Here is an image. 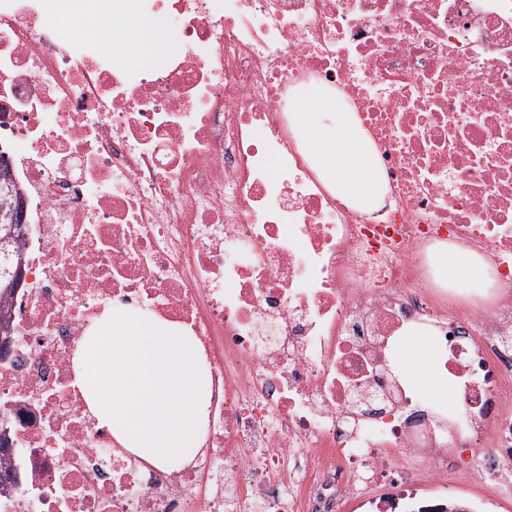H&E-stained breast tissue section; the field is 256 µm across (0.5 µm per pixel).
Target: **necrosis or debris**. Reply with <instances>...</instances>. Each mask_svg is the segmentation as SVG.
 Segmentation results:
<instances>
[{"mask_svg": "<svg viewBox=\"0 0 512 512\" xmlns=\"http://www.w3.org/2000/svg\"><path fill=\"white\" fill-rule=\"evenodd\" d=\"M126 0H0V141L28 220L0 347V512H343L448 478V434L512 493V0H136L164 64L77 38ZM341 94L383 208L336 198L291 123ZM501 277L493 307L435 247ZM180 324L210 379L200 452L160 468L99 429L73 355L105 307ZM432 333L463 410L393 368Z\"/></svg>", "mask_w": 512, "mask_h": 512, "instance_id": "4bbe7bcc", "label": "necrosis or debris"}]
</instances>
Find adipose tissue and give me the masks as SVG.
Wrapping results in <instances>:
<instances>
[{
  "instance_id": "obj_1",
  "label": "adipose tissue",
  "mask_w": 512,
  "mask_h": 512,
  "mask_svg": "<svg viewBox=\"0 0 512 512\" xmlns=\"http://www.w3.org/2000/svg\"><path fill=\"white\" fill-rule=\"evenodd\" d=\"M102 38L115 46H130L128 62L136 68L159 66L170 48L158 22L144 18L135 0H127L124 21L103 32ZM291 118L302 136L310 166L337 198L367 212L385 205L387 192L377 174L370 139L354 113L345 111L336 96L316 88L303 90L295 98ZM440 260L457 287L477 298H489L497 286L493 270L465 248H444ZM395 364L414 387L432 392L449 410L460 411L457 392L436 372L434 347L423 333L405 335L397 347Z\"/></svg>"
}]
</instances>
